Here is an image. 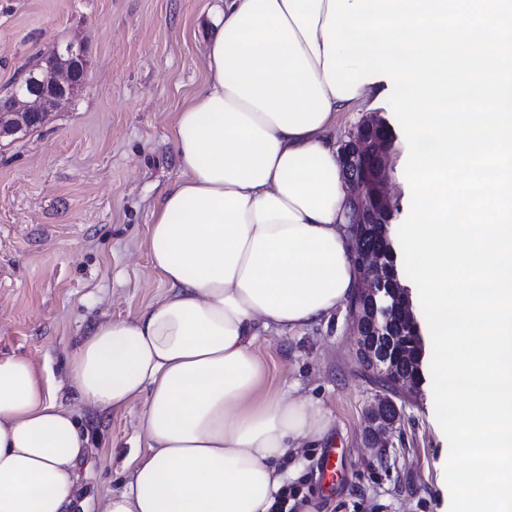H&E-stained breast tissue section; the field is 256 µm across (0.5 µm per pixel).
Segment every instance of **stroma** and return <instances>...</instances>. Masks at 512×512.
<instances>
[{
  "instance_id": "obj_1",
  "label": "stroma",
  "mask_w": 512,
  "mask_h": 512,
  "mask_svg": "<svg viewBox=\"0 0 512 512\" xmlns=\"http://www.w3.org/2000/svg\"><path fill=\"white\" fill-rule=\"evenodd\" d=\"M214 4L0 0V94L55 45L77 39L90 56L82 91L42 128L0 143V355L28 358L81 415L91 446L80 486L98 502L122 490L121 460L144 444V402L110 414L89 408L67 365L95 326L133 318L164 291L146 247L150 213L180 176L170 126L204 80L199 21ZM373 114L394 137L391 235L409 285L414 268L402 252L414 182L401 167L400 114L389 104H359L337 115L328 136L341 144ZM254 349L267 368L265 392L319 401L332 420L327 440L342 450L344 479L331 493L316 479L321 448L302 449L291 480L307 498L300 512H454L452 432L438 420L430 376L399 401L394 448L369 446L365 410L381 389L356 358L348 307L285 337L260 332Z\"/></svg>"
}]
</instances>
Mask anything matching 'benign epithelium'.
Here are the masks:
<instances>
[{
  "label": "benign epithelium",
  "mask_w": 512,
  "mask_h": 512,
  "mask_svg": "<svg viewBox=\"0 0 512 512\" xmlns=\"http://www.w3.org/2000/svg\"><path fill=\"white\" fill-rule=\"evenodd\" d=\"M88 49L81 41H68L58 45L45 57L42 71L45 77L34 83L25 94L12 92L0 97V142L16 139L30 129L43 125L51 113L58 109L61 100L85 88L88 80ZM385 125L377 116L364 119L339 148L344 184L351 207V224H388L392 218V206L385 188V163L392 141L377 147L376 131H384ZM371 188L374 206L366 211L359 206L361 180ZM391 243L380 251L366 250L352 242L351 259L359 273V288L349 305L350 329L355 349L362 350L365 361L372 368L392 373V385L396 393L378 396L369 404L372 446L389 448L400 421V412L384 415V404L397 406L396 399L415 389L411 376L391 372L386 353L372 347L363 348L365 337L379 341L392 332L393 322L407 328L418 327L414 314L411 290L402 283L399 271L390 263Z\"/></svg>",
  "instance_id": "benign-epithelium-1"
}]
</instances>
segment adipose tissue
<instances>
[{"label":"adipose tissue","instance_id":"adipose-tissue-1","mask_svg":"<svg viewBox=\"0 0 512 512\" xmlns=\"http://www.w3.org/2000/svg\"><path fill=\"white\" fill-rule=\"evenodd\" d=\"M204 28V84L171 125L181 175L147 237L165 290L136 318L98 324L69 360L85 405L145 400L146 449L102 512H269L301 448L328 435L317 402L264 393L253 341L318 325L354 296L327 132L395 83L437 409L457 379L473 399L455 449L483 480L454 476L457 512H512V81L497 80L512 69V0H224ZM461 90L473 110L443 111ZM477 269L494 277L479 294L464 286ZM89 446L33 363L0 356V512H84Z\"/></svg>","mask_w":512,"mask_h":512}]
</instances>
